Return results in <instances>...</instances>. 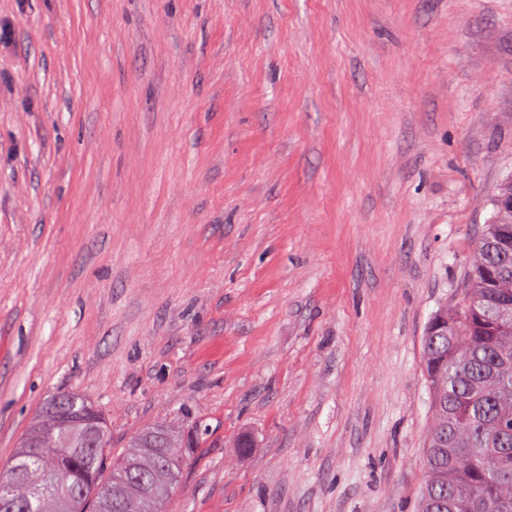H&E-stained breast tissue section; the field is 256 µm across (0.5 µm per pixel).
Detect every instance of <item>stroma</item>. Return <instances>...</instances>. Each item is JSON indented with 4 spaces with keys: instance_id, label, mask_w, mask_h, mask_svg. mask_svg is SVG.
Instances as JSON below:
<instances>
[{
    "instance_id": "35a3bbf8",
    "label": "stroma",
    "mask_w": 512,
    "mask_h": 512,
    "mask_svg": "<svg viewBox=\"0 0 512 512\" xmlns=\"http://www.w3.org/2000/svg\"><path fill=\"white\" fill-rule=\"evenodd\" d=\"M0 24V468L73 391L109 460L197 424L162 512H415L424 329L512 177V0H0ZM60 392V391H59ZM59 392H56L50 396V398L45 402L41 414L33 425L29 435L38 434L43 428V418L42 413L46 409H61L63 411L69 412L71 414H81L89 417L92 420V424L97 426L102 430V432L108 437V427L104 415L101 410L97 408L94 404L88 401L86 398L79 396L75 393L76 398L73 402H71L68 397L67 399L58 398Z\"/></svg>"
}]
</instances>
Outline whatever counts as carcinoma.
Instances as JSON below:
<instances>
[{
    "label": "carcinoma",
    "mask_w": 512,
    "mask_h": 512,
    "mask_svg": "<svg viewBox=\"0 0 512 512\" xmlns=\"http://www.w3.org/2000/svg\"><path fill=\"white\" fill-rule=\"evenodd\" d=\"M481 228L465 272L459 302L439 309L423 336L422 368L431 394L426 437V478L417 512H512V217L497 198ZM43 409L89 417L108 433L101 410L82 396L54 393ZM198 444L196 429L160 423L139 432L103 476L102 455L83 450L69 461L72 485L64 487L53 448H28L16 472L0 482V512H140L161 503L179 482L184 461ZM112 488L115 507L102 495Z\"/></svg>",
    "instance_id": "obj_1"
}]
</instances>
